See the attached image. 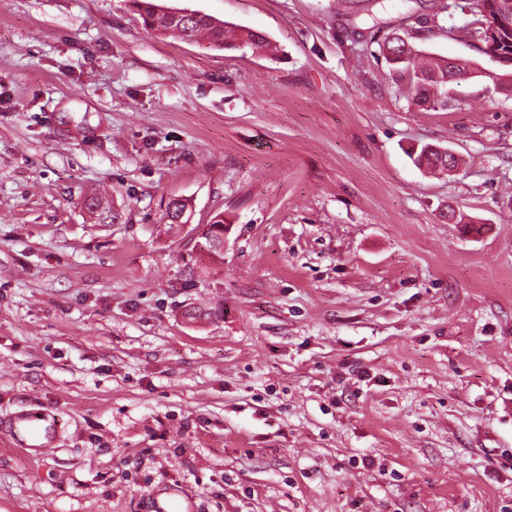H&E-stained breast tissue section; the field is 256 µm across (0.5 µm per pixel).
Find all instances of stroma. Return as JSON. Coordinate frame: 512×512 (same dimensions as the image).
Segmentation results:
<instances>
[{
  "label": "stroma",
  "instance_id": "1",
  "mask_svg": "<svg viewBox=\"0 0 512 512\" xmlns=\"http://www.w3.org/2000/svg\"><path fill=\"white\" fill-rule=\"evenodd\" d=\"M154 2L271 48L0 0V421L59 426L0 429V512H512V67L469 0ZM394 32L466 64L446 109ZM381 50L393 70L396 72L405 70L410 83L407 88V98L417 106L428 105L434 110L447 107L442 94L448 86V81L454 80L452 70L454 63L456 82L467 74L466 68L453 59L419 54L405 38L387 39L381 46ZM429 145H425L420 149L419 154L417 155L416 162L419 166H425L433 171H438L440 173H444L446 169V174H454L457 172L456 167L454 166L453 160L457 157L456 154L448 149L445 152L448 154H442L439 151H433ZM14 428L22 435L28 448H34L39 454L45 455L54 449L53 425L45 415H20L12 423V429Z\"/></svg>",
  "mask_w": 512,
  "mask_h": 512
}]
</instances>
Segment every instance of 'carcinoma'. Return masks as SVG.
Returning a JSON list of instances; mask_svg holds the SVG:
<instances>
[{"instance_id": "1", "label": "carcinoma", "mask_w": 512, "mask_h": 512, "mask_svg": "<svg viewBox=\"0 0 512 512\" xmlns=\"http://www.w3.org/2000/svg\"><path fill=\"white\" fill-rule=\"evenodd\" d=\"M135 3L141 11L144 26L159 35L186 41L203 38L216 48L247 45L254 51H261L270 45L267 36L259 31L233 26L205 15L162 13L148 0H135ZM381 50L393 70L403 71L408 76L407 98L412 103L434 110L447 107L442 94L448 86V59L422 55L400 37L386 40ZM416 162L442 173L448 167V155L425 145L420 149ZM85 208L97 224H112L119 219V214L103 205L95 195L87 198Z\"/></svg>"}]
</instances>
